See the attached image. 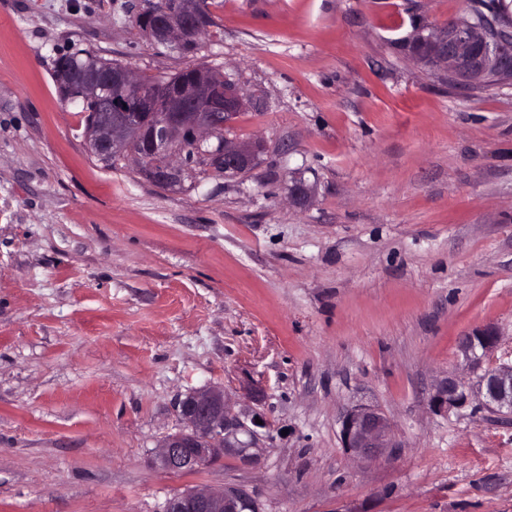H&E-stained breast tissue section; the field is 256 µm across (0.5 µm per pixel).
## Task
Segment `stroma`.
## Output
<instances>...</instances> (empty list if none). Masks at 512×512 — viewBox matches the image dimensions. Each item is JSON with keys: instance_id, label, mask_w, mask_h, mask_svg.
Here are the masks:
<instances>
[{"instance_id": "obj_1", "label": "stroma", "mask_w": 512, "mask_h": 512, "mask_svg": "<svg viewBox=\"0 0 512 512\" xmlns=\"http://www.w3.org/2000/svg\"><path fill=\"white\" fill-rule=\"evenodd\" d=\"M147 2L0 0V512L235 485L260 512H512V424L428 403L472 329L512 360V83L411 52L466 0H208L194 60L245 96L225 137L262 150L170 187L90 155L54 81L78 50L187 66L135 26ZM205 388L263 418L256 461L153 466ZM355 405L394 424L379 460L342 444Z\"/></svg>"}]
</instances>
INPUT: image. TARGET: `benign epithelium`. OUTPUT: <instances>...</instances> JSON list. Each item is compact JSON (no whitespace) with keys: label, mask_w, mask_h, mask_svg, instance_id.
I'll return each instance as SVG.
<instances>
[{"label":"benign epithelium","mask_w":512,"mask_h":512,"mask_svg":"<svg viewBox=\"0 0 512 512\" xmlns=\"http://www.w3.org/2000/svg\"><path fill=\"white\" fill-rule=\"evenodd\" d=\"M204 0H174L168 7L146 10V35L168 47L197 40L204 30ZM425 62L445 67L463 82H484L497 72L512 73V35L502 37L495 25L465 19L425 37ZM136 89L132 99H121L111 87ZM74 92L99 111L86 128L88 150L102 157L137 158L159 184L169 180L180 159L189 163L190 147H200L226 129L244 105L239 88L219 71L179 86L175 95H158L145 87L135 71L125 65L106 67L99 78L77 82ZM257 147L224 140L209 155L215 169L238 173L254 163ZM500 336L490 327L473 329L460 337L458 350L464 360L480 371L475 386L449 373L429 398L430 407L447 412L476 399L487 410L512 422V362L485 363L497 348ZM185 428L163 440L157 463L169 471L197 470L224 453L249 456L258 447L257 433L233 415L222 389L207 388L188 395L181 403ZM245 434L248 440L239 439ZM342 440L355 457L373 461L395 447L391 420L377 409L357 405L342 418ZM256 501L242 488L221 492L191 489L170 497L163 512H255Z\"/></svg>","instance_id":"benign-epithelium-1"}]
</instances>
